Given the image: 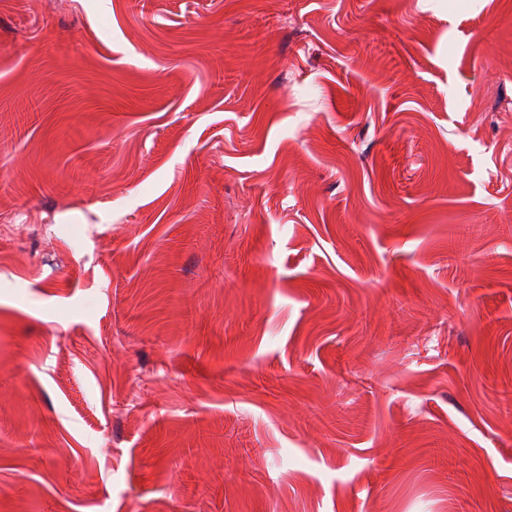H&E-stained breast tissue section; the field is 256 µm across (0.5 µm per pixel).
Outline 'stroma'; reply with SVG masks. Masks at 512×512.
Returning a JSON list of instances; mask_svg holds the SVG:
<instances>
[{
	"mask_svg": "<svg viewBox=\"0 0 512 512\" xmlns=\"http://www.w3.org/2000/svg\"><path fill=\"white\" fill-rule=\"evenodd\" d=\"M0 512H512V0H0Z\"/></svg>",
	"mask_w": 512,
	"mask_h": 512,
	"instance_id": "35a3bbf8",
	"label": "stroma"
}]
</instances>
